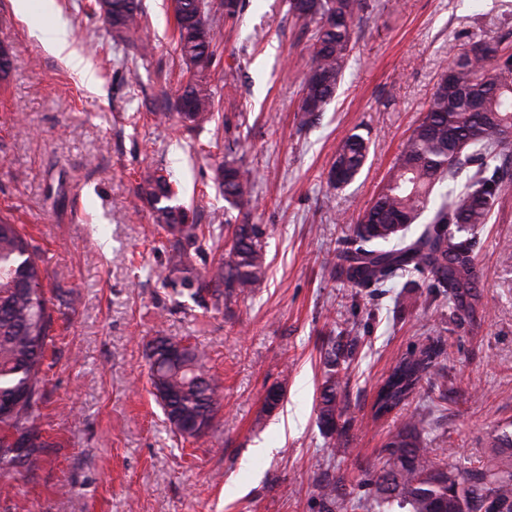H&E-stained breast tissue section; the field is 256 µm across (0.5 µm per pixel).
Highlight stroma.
<instances>
[{"label":"stroma","mask_w":512,"mask_h":512,"mask_svg":"<svg viewBox=\"0 0 512 512\" xmlns=\"http://www.w3.org/2000/svg\"><path fill=\"white\" fill-rule=\"evenodd\" d=\"M218 2L214 118L190 129L174 107L190 74L167 0H141L156 44L147 56L114 43L95 0H53L25 17L0 0V43L12 52L0 76V218L32 236L54 318L37 422L47 445L0 472V512H319L324 473L341 482L342 512H370L383 445L410 416L424 418L434 457L475 466L512 424V183L475 232L476 320L455 315L425 273L375 291L336 273L344 239L457 54L479 39L512 42V0H368L344 81L309 123L298 107L312 25L287 0H244L232 18ZM57 19L93 81L31 36ZM351 132L369 139L368 160L336 188L329 171ZM230 149L255 177L251 221L268 268L251 294L217 308L177 293L136 192L170 170L179 204L201 225L223 223L230 206L214 177ZM159 332L204 348L224 382L201 438L178 435L153 394L145 349ZM435 338L447 402L433 404L425 382L375 417L390 367ZM342 339L351 351L329 366ZM331 375L347 396L343 445L317 420ZM272 388L282 399L270 411Z\"/></svg>","instance_id":"stroma-1"}]
</instances>
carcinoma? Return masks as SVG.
I'll use <instances>...</instances> for the list:
<instances>
[{"label": "carcinoma", "instance_id": "cac0c4a2", "mask_svg": "<svg viewBox=\"0 0 512 512\" xmlns=\"http://www.w3.org/2000/svg\"><path fill=\"white\" fill-rule=\"evenodd\" d=\"M112 26V38L139 52L149 44L139 0H95ZM289 10L316 24L309 45L311 65L301 86L299 111L310 122L324 110L344 80L357 26L366 18L364 0H289ZM176 45L191 77L181 87L177 110L182 121L197 125L213 116L214 99L206 77L214 64L219 29L208 17L206 0H176L173 10ZM483 53L459 54L442 76L417 125L391 167L373 202L358 218L347 239L340 275L361 288H381L400 271H422L448 289L454 312L474 313L478 302L475 228L488 223L512 174L507 168L512 141V54L497 42H484ZM369 142L358 133L336 149L331 180L343 187L355 180L367 160ZM470 165L462 190L453 198L438 191ZM224 200L239 218L232 244L218 262L196 272L199 244L218 242L223 233L203 229L189 212L174 204L177 192L160 174L140 186L152 209V220L164 234L169 273H181V285L193 297L210 296L218 304L245 296L263 280L265 252L257 224L248 217L256 209L254 180L233 158L216 170ZM430 217L419 236L406 234L425 212ZM455 228H449V225ZM393 240L400 247L386 249ZM43 260L21 225L0 218V469L14 467L25 448L42 446L36 421L41 415L43 359L52 330L50 299ZM173 339L158 336L147 344L152 386L167 420L178 418L198 439L210 429L220 410L221 380L205 365L204 352L184 348L172 359ZM443 343L436 341L400 359L379 385L375 416L403 405L421 381L438 374ZM339 382L325 381L318 405L320 426L342 434ZM497 458L480 466L458 459L436 461L424 438L423 421L408 422L392 434L382 453L383 466L372 479L375 510L396 503L406 512H512V431L497 436ZM323 512H336V483L318 485Z\"/></svg>", "mask_w": 512, "mask_h": 512}]
</instances>
